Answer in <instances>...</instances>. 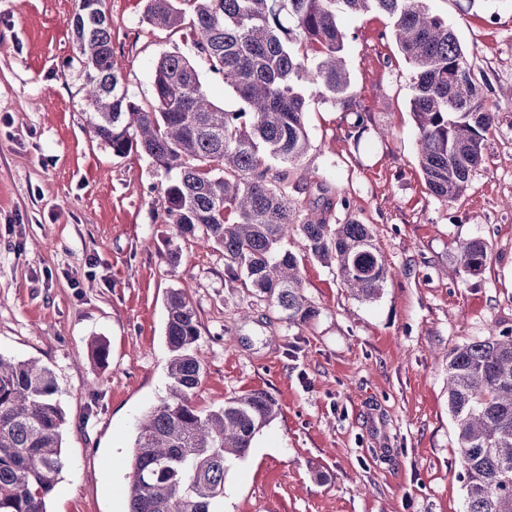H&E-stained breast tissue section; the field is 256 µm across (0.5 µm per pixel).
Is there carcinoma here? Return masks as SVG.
<instances>
[{
    "instance_id": "cac0c4a2",
    "label": "carcinoma",
    "mask_w": 512,
    "mask_h": 512,
    "mask_svg": "<svg viewBox=\"0 0 512 512\" xmlns=\"http://www.w3.org/2000/svg\"><path fill=\"white\" fill-rule=\"evenodd\" d=\"M188 2L189 13L179 0H148L144 22L188 29L194 56L223 75L243 107L228 111L212 103L193 61L178 49L159 58L153 103L140 104L117 67L102 0H79L72 26L94 135L116 156L151 158L168 176L161 223L180 238L223 250L228 278L288 325L308 326L320 315L303 294L297 256L282 248L291 235L335 267L354 297L377 298L389 269L371 226L336 221V211L350 209L339 184L294 178L310 147L307 89L354 113V127H364L336 6L388 17L390 36L413 71L418 166L430 195L441 201L460 197L483 162L498 117L490 80L475 74L427 0ZM488 257L486 243L472 240L459 246L457 265L478 274ZM166 309L170 395L139 424L128 512H220L226 461L248 453L278 405L251 390L217 409L198 407L197 312L182 289L168 292ZM56 393L50 369L0 355V512H46L63 468L65 414ZM448 409L466 512H512V333L492 331L448 353Z\"/></svg>"
}]
</instances>
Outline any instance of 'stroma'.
<instances>
[{
	"mask_svg": "<svg viewBox=\"0 0 512 512\" xmlns=\"http://www.w3.org/2000/svg\"><path fill=\"white\" fill-rule=\"evenodd\" d=\"M146 4H102L144 104L160 56L190 50L187 31L144 23ZM429 6L495 89L484 162L459 199L429 194L412 71L388 19L341 15L367 128L312 104L303 166L347 191L389 275L376 299H355L290 237L303 291L321 310L298 329L250 307L223 251L158 222L165 176L150 158L115 156L94 136L72 62L78 0H0V354L38 361L58 387L64 465L46 512H125L138 424L169 393L173 288L188 290L201 322L197 405L260 389L279 406L247 455L227 463L223 512H465L445 377L455 346L512 329V0ZM472 240L491 247L485 270L454 274L459 245ZM96 341L107 361L93 356Z\"/></svg>",
	"mask_w": 512,
	"mask_h": 512,
	"instance_id": "1",
	"label": "stroma"
}]
</instances>
